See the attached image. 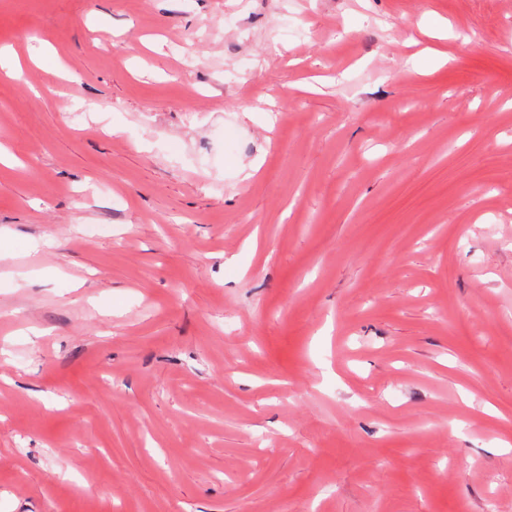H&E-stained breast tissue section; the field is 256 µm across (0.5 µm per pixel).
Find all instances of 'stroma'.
Listing matches in <instances>:
<instances>
[{
  "label": "stroma",
  "instance_id": "1",
  "mask_svg": "<svg viewBox=\"0 0 512 512\" xmlns=\"http://www.w3.org/2000/svg\"><path fill=\"white\" fill-rule=\"evenodd\" d=\"M1 48L0 512H512V0Z\"/></svg>",
  "mask_w": 512,
  "mask_h": 512
}]
</instances>
